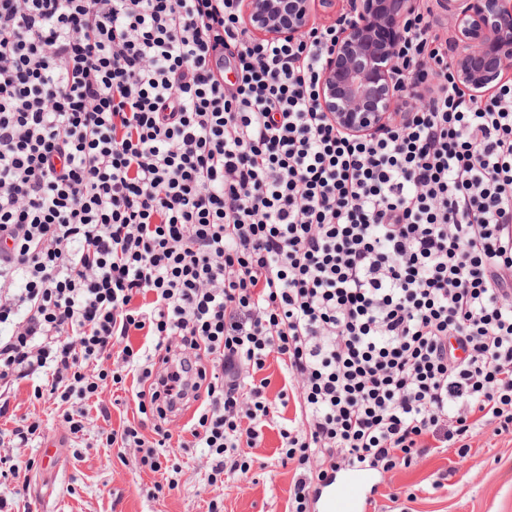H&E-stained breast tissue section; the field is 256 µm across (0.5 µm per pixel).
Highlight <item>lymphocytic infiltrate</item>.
<instances>
[{"label":"lymphocytic infiltrate","instance_id":"lymphocytic-infiltrate-1","mask_svg":"<svg viewBox=\"0 0 512 512\" xmlns=\"http://www.w3.org/2000/svg\"><path fill=\"white\" fill-rule=\"evenodd\" d=\"M339 29L257 40L239 0H0V418L32 378L77 435L130 385L140 418L105 441L156 471L194 399L214 485L250 470L274 354L299 468L512 434V83L466 95L416 15L398 57L438 67L433 96L352 137L316 107Z\"/></svg>","mask_w":512,"mask_h":512}]
</instances>
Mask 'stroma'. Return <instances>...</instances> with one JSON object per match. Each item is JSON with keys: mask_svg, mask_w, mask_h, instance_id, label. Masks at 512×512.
<instances>
[{"mask_svg": "<svg viewBox=\"0 0 512 512\" xmlns=\"http://www.w3.org/2000/svg\"><path fill=\"white\" fill-rule=\"evenodd\" d=\"M16 415L39 421L42 444L13 449V456L33 459L16 480L24 496L12 512H287L296 465L278 458L276 426L266 427L259 447L242 448L251 465L248 476L225 474L219 487L208 484L209 453L190 447L183 429L192 415L184 409L167 427L183 447L166 449V468H142L135 448L109 446L101 427L122 430L136 406L131 393L104 388L99 398L109 405L108 423L93 419L84 434L73 437L62 425L60 404L33 396L31 381L11 391ZM466 458L455 450L432 455L417 465L384 473L372 512H512V435L497 434L486 424L468 440ZM178 487L167 490L168 480ZM162 492H155V485Z\"/></svg>", "mask_w": 512, "mask_h": 512, "instance_id": "1", "label": "stroma"}]
</instances>
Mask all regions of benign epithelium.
I'll list each match as a JSON object with an SVG mask.
<instances>
[{
  "label": "benign epithelium",
  "mask_w": 512,
  "mask_h": 512,
  "mask_svg": "<svg viewBox=\"0 0 512 512\" xmlns=\"http://www.w3.org/2000/svg\"><path fill=\"white\" fill-rule=\"evenodd\" d=\"M342 27L322 69L319 111L349 135L376 134L429 97L406 94L397 41L419 0H347ZM452 21L449 64L459 87L486 97L512 72V0H436ZM334 0H241L245 27L269 42L294 41L313 26L317 8Z\"/></svg>",
  "instance_id": "benign-epithelium-1"
}]
</instances>
